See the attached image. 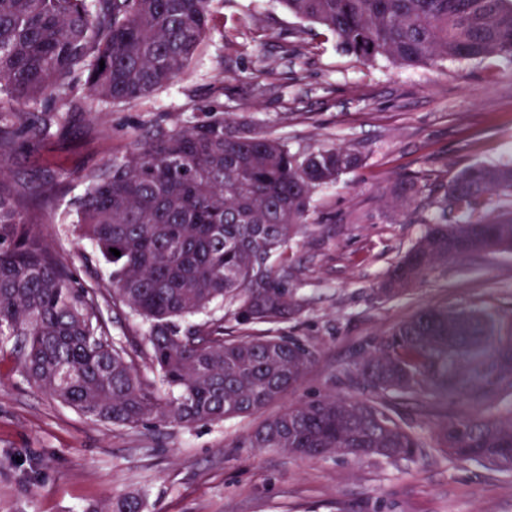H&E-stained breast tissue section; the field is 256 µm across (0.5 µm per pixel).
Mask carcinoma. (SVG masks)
<instances>
[{
  "mask_svg": "<svg viewBox=\"0 0 512 512\" xmlns=\"http://www.w3.org/2000/svg\"><path fill=\"white\" fill-rule=\"evenodd\" d=\"M295 17L335 34L364 61L404 66L489 57L512 62V0H281ZM213 0H0V159L66 129L92 104H134L171 85L197 56ZM104 65H99V62ZM44 106L16 112L13 103ZM153 134L111 161L85 169L72 202L74 231L110 267L99 288L80 284L33 223L53 185L30 196L6 185L0 168V336L20 338L23 372L41 393L101 423L192 426L257 413L298 385L315 352L285 336H253L256 324L292 315L288 268L272 269L307 223L313 191L335 184L361 158L342 145L293 152L278 139L222 117L154 119ZM416 182H400L395 201L411 203ZM512 197V167L472 165L448 183L442 218L381 281L406 292L432 269L512 250V212L486 217L491 195ZM121 252L116 257L110 252ZM224 301L242 329L224 335V318L176 321ZM148 326L157 381L143 379L116 343L101 303ZM475 311L427 308L367 345L347 376L367 399L334 394L301 401L269 417L242 442L293 456L342 455L410 460L425 447L393 415L392 396L425 380L452 392L448 361L495 335ZM473 373L494 387L512 372V343ZM456 461L512 471V419L492 413L457 417L437 433ZM138 497H106L88 512H141Z\"/></svg>",
  "mask_w": 512,
  "mask_h": 512,
  "instance_id": "obj_1",
  "label": "carcinoma"
}]
</instances>
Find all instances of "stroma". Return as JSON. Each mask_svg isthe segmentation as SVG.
<instances>
[{"label": "stroma", "mask_w": 512, "mask_h": 512, "mask_svg": "<svg viewBox=\"0 0 512 512\" xmlns=\"http://www.w3.org/2000/svg\"><path fill=\"white\" fill-rule=\"evenodd\" d=\"M214 112L246 121L308 152L345 145L361 167L317 189L303 233L286 254L300 302L294 319L254 326L316 353L301 383L265 411L185 428L112 426L82 416L25 380L13 338L0 339V512H86L104 497L142 496L143 512H512V473L456 463L433 446L437 428L464 414L512 416V388L486 400L476 381L448 399L429 388L392 404L425 441L412 460L293 457L241 447L266 417L325 394L365 397L347 372L365 343L427 307L493 315L512 334V252L433 269L409 292L378 298L387 271L445 210L449 180L474 164H512V63L400 66L367 63L322 26L278 0H214L212 28L185 75L138 102L71 113L64 133L6 163L11 181L57 186L37 214L43 236L85 285L104 277L92 245L61 218L90 165L128 151L156 114ZM417 179L406 209L395 185Z\"/></svg>", "instance_id": "1"}]
</instances>
